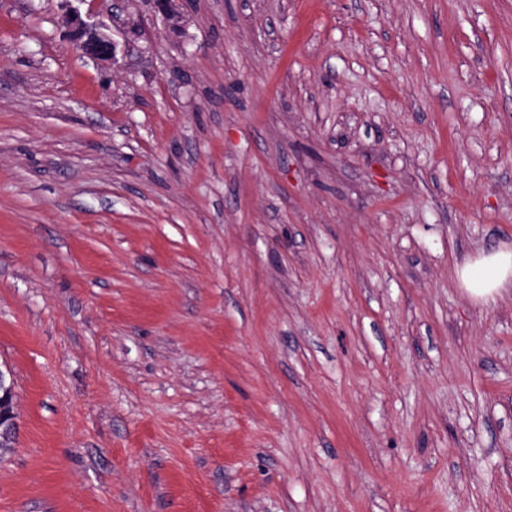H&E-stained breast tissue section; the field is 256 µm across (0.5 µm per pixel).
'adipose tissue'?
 <instances>
[{"instance_id":"1","label":"adipose tissue","mask_w":512,"mask_h":512,"mask_svg":"<svg viewBox=\"0 0 512 512\" xmlns=\"http://www.w3.org/2000/svg\"><path fill=\"white\" fill-rule=\"evenodd\" d=\"M457 276L480 304L490 305L504 296H512V247L504 245L465 261Z\"/></svg>"}]
</instances>
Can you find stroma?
<instances>
[{"instance_id": "1", "label": "stroma", "mask_w": 512, "mask_h": 512, "mask_svg": "<svg viewBox=\"0 0 512 512\" xmlns=\"http://www.w3.org/2000/svg\"><path fill=\"white\" fill-rule=\"evenodd\" d=\"M0 0V512H512V0ZM63 23L68 27L70 37L76 48L94 61L112 62L117 59V43L102 32L96 23L84 20L77 7L67 5ZM457 276L466 291L482 305L512 296V248L504 244L465 261L458 268ZM10 380L0 369V439L5 441L14 432L16 421L14 418V379L11 370L8 369Z\"/></svg>"}]
</instances>
